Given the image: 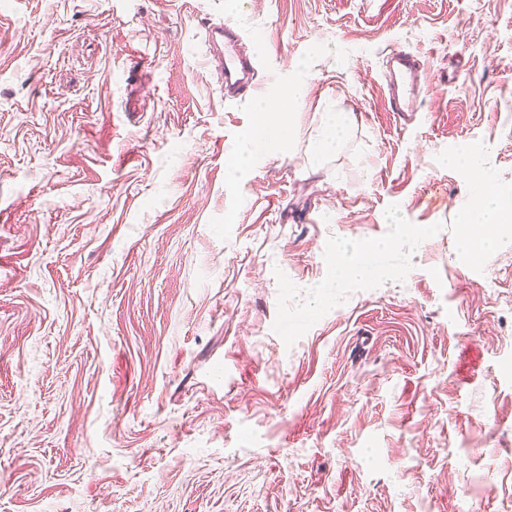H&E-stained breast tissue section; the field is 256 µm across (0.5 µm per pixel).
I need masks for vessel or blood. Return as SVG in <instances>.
Returning a JSON list of instances; mask_svg holds the SVG:
<instances>
[{
  "label": "vessel or blood",
  "mask_w": 512,
  "mask_h": 512,
  "mask_svg": "<svg viewBox=\"0 0 512 512\" xmlns=\"http://www.w3.org/2000/svg\"><path fill=\"white\" fill-rule=\"evenodd\" d=\"M205 44L208 55L218 63L225 97L248 95L254 88L256 63L242 52V38L238 29L227 23L209 24ZM419 69L418 57L400 48L392 50L383 79L387 90V107L393 115L401 117L409 112L411 102L419 91Z\"/></svg>",
  "instance_id": "vessel-or-blood-1"
}]
</instances>
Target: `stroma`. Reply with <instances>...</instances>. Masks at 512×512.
I'll use <instances>...</instances> for the list:
<instances>
[{
    "label": "stroma",
    "instance_id": "35a3bbf8",
    "mask_svg": "<svg viewBox=\"0 0 512 512\" xmlns=\"http://www.w3.org/2000/svg\"><path fill=\"white\" fill-rule=\"evenodd\" d=\"M454 153L512 189V0H0V512H512V223L466 255ZM241 35L227 23H211L205 32L207 53L217 61L224 97L245 96L254 89L256 63L241 51ZM420 60L411 53L393 49L383 72L387 90V107L393 116L401 118L411 112L412 99L419 92L418 76ZM272 110L277 112H269ZM281 111L280 108L266 104L261 112H259L261 118L257 121V124L250 134V140L256 148H265L289 139V126L275 123L271 119L272 114L280 113ZM356 121L353 112H326L316 139L311 143V154L317 161L334 151ZM378 247L369 243L363 248L357 249L352 247L351 254L346 257L347 249L343 250V258L346 262L347 269L354 279H363L373 270L372 259L375 257Z\"/></svg>",
    "mask_w": 512,
    "mask_h": 512
}]
</instances>
